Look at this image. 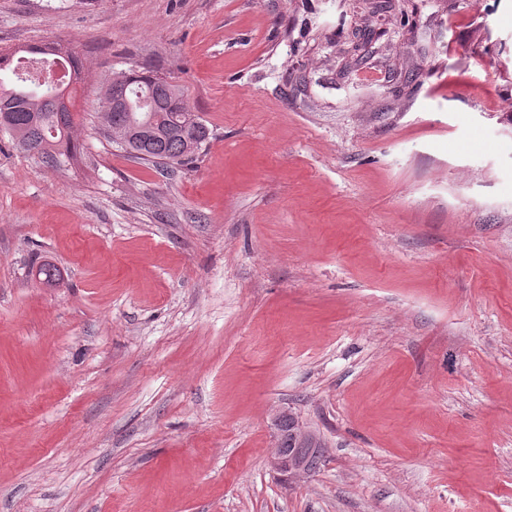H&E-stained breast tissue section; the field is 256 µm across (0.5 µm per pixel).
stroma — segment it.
I'll return each mask as SVG.
<instances>
[{
    "label": "stroma",
    "mask_w": 512,
    "mask_h": 512,
    "mask_svg": "<svg viewBox=\"0 0 512 512\" xmlns=\"http://www.w3.org/2000/svg\"><path fill=\"white\" fill-rule=\"evenodd\" d=\"M375 2L0 0L85 68L71 165L0 138V512H512V0ZM138 64L191 164L104 137ZM127 87L126 105H108L110 91L104 86L101 110L97 113L101 126L112 144V127L121 129L125 146H118L129 156L144 163L185 164L192 160L210 135L199 114L187 105L183 88L152 70H130L122 75ZM157 105L161 112H149ZM151 113L160 116L153 128L144 124ZM285 414H292L286 411H276L273 414L272 421L274 426V440H275V448L274 452L270 457V463L274 470L288 474V478L290 479H298L303 477L310 470L305 466V464L297 458L294 454H290L285 451L284 448H299L298 452L302 456H311L313 458V467L312 470L316 469L321 457H322V448H324L321 439H317L314 442H307L309 440H314L316 438L315 431L310 428L304 426L296 420V436L299 441H295L292 437V423L288 420V417L283 418ZM280 422V424H279ZM281 432V435L278 430ZM283 438V447L280 448V438ZM307 442V443H304ZM315 448V449H312Z\"/></svg>",
    "instance_id": "1"
}]
</instances>
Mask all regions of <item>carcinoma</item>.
Segmentation results:
<instances>
[{
  "label": "carcinoma",
  "instance_id": "1",
  "mask_svg": "<svg viewBox=\"0 0 512 512\" xmlns=\"http://www.w3.org/2000/svg\"><path fill=\"white\" fill-rule=\"evenodd\" d=\"M33 57H15L0 51V71L11 69L12 92L0 94V131L8 134L14 146L24 152L37 150L48 166L62 168L76 156L73 128L75 114L60 111L50 100L51 88L39 85V74L59 62L72 68L73 83L82 80L81 68L72 48L64 43L29 46ZM127 87L126 105L109 106V88L102 93L100 123L107 138L112 127L121 129L124 153L144 163L165 161L185 164L192 160L210 135L201 116L187 105L183 88L152 70H130L122 75ZM283 447L296 448L302 456L313 458L318 466L322 457L321 440L299 443L292 437V423L283 418L279 424Z\"/></svg>",
  "mask_w": 512,
  "mask_h": 512
}]
</instances>
